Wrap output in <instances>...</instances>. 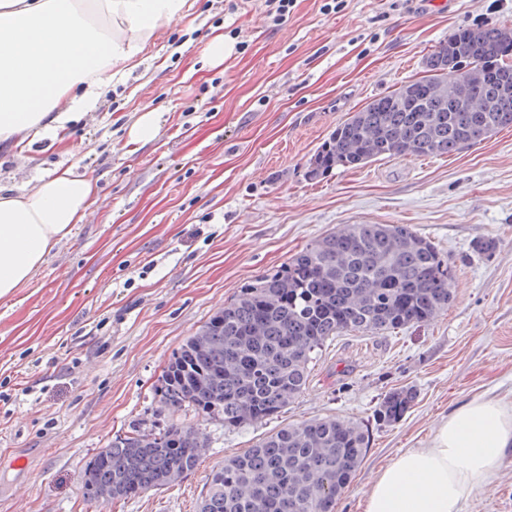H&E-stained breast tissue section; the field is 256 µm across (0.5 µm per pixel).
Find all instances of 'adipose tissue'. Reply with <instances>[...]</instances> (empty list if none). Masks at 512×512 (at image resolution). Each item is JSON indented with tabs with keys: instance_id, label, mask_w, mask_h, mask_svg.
<instances>
[{
	"instance_id": "adipose-tissue-1",
	"label": "adipose tissue",
	"mask_w": 512,
	"mask_h": 512,
	"mask_svg": "<svg viewBox=\"0 0 512 512\" xmlns=\"http://www.w3.org/2000/svg\"><path fill=\"white\" fill-rule=\"evenodd\" d=\"M186 0H0V144L40 128L60 136L113 78L136 66L155 30ZM96 185L71 170L34 189L0 187V298L28 282L82 223ZM512 450V402L479 396L449 413L426 448H410L376 477L365 512H463Z\"/></svg>"
}]
</instances>
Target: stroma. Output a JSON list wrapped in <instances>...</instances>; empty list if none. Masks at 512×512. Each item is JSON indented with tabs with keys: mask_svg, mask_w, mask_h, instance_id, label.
Segmentation results:
<instances>
[{
	"mask_svg": "<svg viewBox=\"0 0 512 512\" xmlns=\"http://www.w3.org/2000/svg\"><path fill=\"white\" fill-rule=\"evenodd\" d=\"M350 0L336 15L297 0L273 25L264 0H187L140 64L65 131L0 147V185L28 190L58 169L92 179L98 203L27 283L0 299V512H197L213 468L279 428L341 417L370 444L335 512H364L375 477L427 447L449 411L512 397V128L455 155L375 161L312 180L307 162L347 118L423 76L454 31L512 27V0ZM223 64L204 50L214 32ZM158 131L134 143L143 109ZM345 224H408L456 266L453 300L426 324L347 332L319 354L304 393L240 429L203 423L209 448L181 483L98 505L82 494L95 449L139 425L165 426L153 386L173 350L240 287ZM497 239L492 256L474 252ZM414 406L374 424L390 389ZM465 512H512V452Z\"/></svg>",
	"mask_w": 512,
	"mask_h": 512,
	"instance_id": "35a3bbf8",
	"label": "stroma"
}]
</instances>
